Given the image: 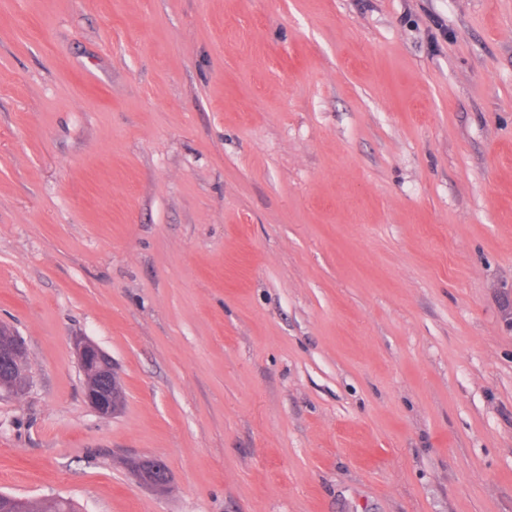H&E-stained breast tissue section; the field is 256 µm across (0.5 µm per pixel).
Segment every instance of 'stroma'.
<instances>
[{
  "instance_id": "stroma-1",
  "label": "stroma",
  "mask_w": 512,
  "mask_h": 512,
  "mask_svg": "<svg viewBox=\"0 0 512 512\" xmlns=\"http://www.w3.org/2000/svg\"><path fill=\"white\" fill-rule=\"evenodd\" d=\"M0 327V493L512 512V0H0ZM27 347L25 341L12 333L1 335L0 329V391L18 394L24 390L28 378ZM75 346L87 403L102 417L115 415L123 407L124 393L112 358L84 337L76 339ZM128 469L143 487L164 493L172 483V475L161 461L151 457L135 458L127 462Z\"/></svg>"
}]
</instances>
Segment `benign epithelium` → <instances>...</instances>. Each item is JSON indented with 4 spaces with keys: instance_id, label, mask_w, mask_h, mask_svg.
<instances>
[{
    "instance_id": "7a95c632",
    "label": "benign epithelium",
    "mask_w": 512,
    "mask_h": 512,
    "mask_svg": "<svg viewBox=\"0 0 512 512\" xmlns=\"http://www.w3.org/2000/svg\"><path fill=\"white\" fill-rule=\"evenodd\" d=\"M75 346L87 403L102 417L115 415L123 407L124 393L112 358L84 337L76 339ZM27 378L25 341L12 333L0 334V391L18 394L24 390ZM127 466L136 481L152 491L164 493L172 483L170 471L157 459L135 458Z\"/></svg>"
}]
</instances>
